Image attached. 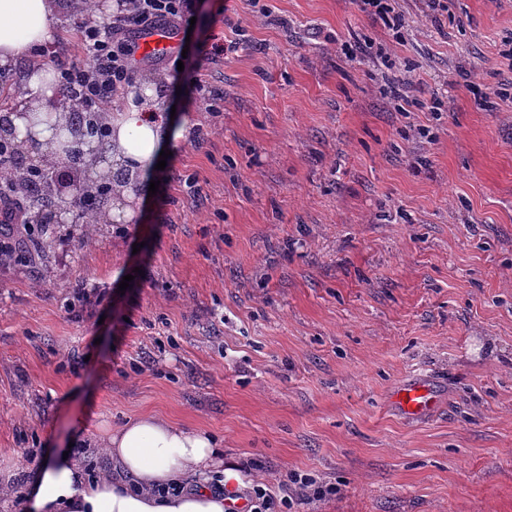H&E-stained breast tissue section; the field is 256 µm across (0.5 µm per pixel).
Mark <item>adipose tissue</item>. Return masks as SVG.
I'll use <instances>...</instances> for the list:
<instances>
[{"label":"adipose tissue","instance_id":"1","mask_svg":"<svg viewBox=\"0 0 512 512\" xmlns=\"http://www.w3.org/2000/svg\"><path fill=\"white\" fill-rule=\"evenodd\" d=\"M58 11V0H0V67L18 59L30 63L21 95L0 105V115L9 121L18 148L41 164L52 158L55 128L70 125V106L56 90L51 66L33 61L60 36ZM112 107L105 141L86 149V169L94 178L111 171L128 174L129 184L114 186L105 220L130 224L138 200L133 178L154 172L160 151L177 149L190 120L160 106L156 84L148 78L129 87ZM96 441L119 479L89 476L79 453L48 447L29 478L16 480L7 470L0 472V486H13L23 512H229L223 496L208 487L212 477H225L234 492L245 486L239 471L225 464L212 435L162 417L143 415L116 428L100 425ZM190 475L197 485L183 489ZM167 485L173 493H164Z\"/></svg>","mask_w":512,"mask_h":512}]
</instances>
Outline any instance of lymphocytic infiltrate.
I'll return each mask as SVG.
<instances>
[{
    "label": "lymphocytic infiltrate",
    "mask_w": 512,
    "mask_h": 512,
    "mask_svg": "<svg viewBox=\"0 0 512 512\" xmlns=\"http://www.w3.org/2000/svg\"><path fill=\"white\" fill-rule=\"evenodd\" d=\"M191 12L190 0H116L111 18L90 17L79 29L82 58L56 63L58 81L78 111L89 116L95 127H103V115L112 100L131 86L136 48L134 31L165 22L180 27ZM14 163L0 156V259L11 260V241L21 227L31 222L29 191L37 177L35 169L15 176ZM284 487L294 488L291 496H275L262 483L247 487L250 512H291L294 503L320 500L330 495V487L315 485L307 475L288 474Z\"/></svg>",
    "instance_id": "1"
}]
</instances>
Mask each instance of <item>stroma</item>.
<instances>
[{
    "label": "stroma",
    "instance_id": "stroma-1",
    "mask_svg": "<svg viewBox=\"0 0 512 512\" xmlns=\"http://www.w3.org/2000/svg\"><path fill=\"white\" fill-rule=\"evenodd\" d=\"M58 2L67 61L87 5ZM192 2L159 73L203 147L154 173L140 223L73 216L0 264V471L72 441L103 468L97 424L155 414L273 493L291 470L336 487L298 512H512V0H448L441 29L397 0L400 42L354 0ZM82 281L102 299L69 312ZM413 377L444 398L408 422L388 394Z\"/></svg>",
    "mask_w": 512,
    "mask_h": 512
}]
</instances>
